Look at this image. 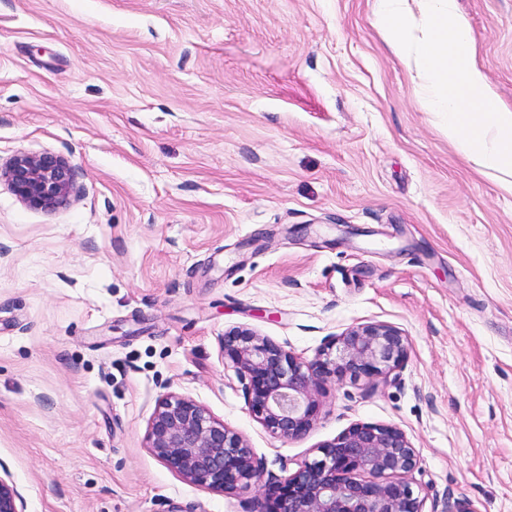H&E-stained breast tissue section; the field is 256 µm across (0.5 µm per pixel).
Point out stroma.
<instances>
[{
    "label": "stroma",
    "instance_id": "obj_1",
    "mask_svg": "<svg viewBox=\"0 0 512 512\" xmlns=\"http://www.w3.org/2000/svg\"><path fill=\"white\" fill-rule=\"evenodd\" d=\"M512 109V0H458ZM374 0H0V166L55 153L70 201L0 182V466L26 512H255L145 446L162 387L268 472L353 424L402 428L424 512H512V194L423 112ZM397 381L321 390L308 436L249 411L246 326L316 357L366 322Z\"/></svg>",
    "mask_w": 512,
    "mask_h": 512
}]
</instances>
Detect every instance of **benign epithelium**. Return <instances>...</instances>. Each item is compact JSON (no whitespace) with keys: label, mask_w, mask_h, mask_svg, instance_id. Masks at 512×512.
<instances>
[{"label":"benign epithelium","mask_w":512,"mask_h":512,"mask_svg":"<svg viewBox=\"0 0 512 512\" xmlns=\"http://www.w3.org/2000/svg\"><path fill=\"white\" fill-rule=\"evenodd\" d=\"M26 206L52 211L74 191L68 160L52 153L20 154L0 169ZM224 358L233 366L249 410L272 434L306 437L318 419L316 394L327 385L387 380L408 354V337L396 326L367 322L332 336L304 361L246 326L224 332ZM146 448L183 481L226 493L253 481L262 488L256 512H423L410 477L418 455L403 429L356 423L314 452L318 457L282 466L264 477L246 439L194 399L166 392L147 422ZM0 512H25L13 482L0 476Z\"/></svg>","instance_id":"7a95c632"}]
</instances>
